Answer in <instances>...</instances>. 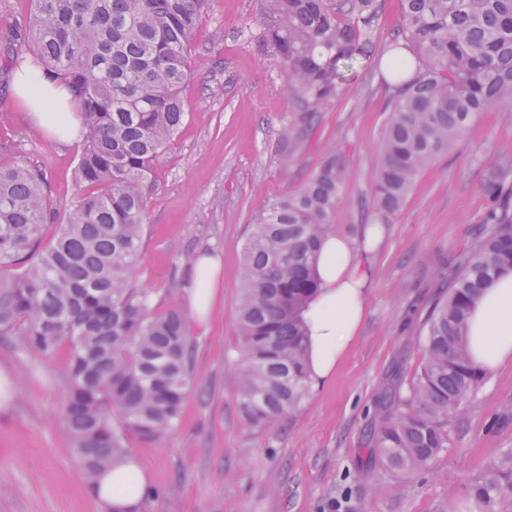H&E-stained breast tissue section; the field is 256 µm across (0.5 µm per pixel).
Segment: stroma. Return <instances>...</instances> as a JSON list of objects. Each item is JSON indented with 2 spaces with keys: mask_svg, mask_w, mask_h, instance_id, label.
<instances>
[{
  "mask_svg": "<svg viewBox=\"0 0 512 512\" xmlns=\"http://www.w3.org/2000/svg\"><path fill=\"white\" fill-rule=\"evenodd\" d=\"M265 0H213L190 54L187 116L152 178L138 269L158 309L181 308L193 257L223 259L208 324L191 323L193 366L179 426L127 448L151 477L141 512H471V478L512 449V367L486 374L448 423L449 446L405 478L361 476L367 435L389 373L409 386L424 320L455 258L475 238L496 156L512 154V104L479 113L417 178L402 208L379 219L374 172L389 118L386 58L358 66L313 131L284 139L295 104L280 73L251 44ZM13 54L0 40V167L27 163L46 178L59 215L78 199L80 142L58 143L16 93ZM350 167L333 230L382 223L361 325L333 376L266 428L238 409L236 310L244 245L256 217L300 187L329 150ZM66 352L44 356L0 336L12 395L0 406V512H103L86 486L62 420Z\"/></svg>",
  "mask_w": 512,
  "mask_h": 512,
  "instance_id": "obj_1",
  "label": "stroma"
}]
</instances>
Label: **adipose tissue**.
<instances>
[{
	"label": "adipose tissue",
	"mask_w": 512,
	"mask_h": 512,
	"mask_svg": "<svg viewBox=\"0 0 512 512\" xmlns=\"http://www.w3.org/2000/svg\"><path fill=\"white\" fill-rule=\"evenodd\" d=\"M16 91L43 128L64 140L79 135L81 120L67 106L70 93L49 81L37 64H28L18 75ZM377 235V225L368 224L358 238L330 234L320 244L319 288L302 313L312 382L331 376L363 319ZM220 267L219 257L212 254L194 261L185 290L192 313L210 314ZM464 344L472 362L484 372L512 365V269L500 272L472 303ZM148 488L146 472L128 456L106 468L88 493L104 512H140Z\"/></svg>",
	"instance_id": "ef3b65f1"
}]
</instances>
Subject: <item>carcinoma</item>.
<instances>
[{
    "instance_id": "cac0c4a2",
    "label": "carcinoma",
    "mask_w": 512,
    "mask_h": 512,
    "mask_svg": "<svg viewBox=\"0 0 512 512\" xmlns=\"http://www.w3.org/2000/svg\"><path fill=\"white\" fill-rule=\"evenodd\" d=\"M254 42L285 80L297 125L312 127L345 93L350 72L374 59L383 0H268ZM390 58V118L379 147L372 205L385 218L417 176L463 136L473 117L512 102V0H401ZM211 0H32L10 31L78 103L82 194L43 245L54 214L45 177L0 168V335L43 355L69 350L64 423L87 485L180 421L190 384L186 315L159 311L138 286L148 190L185 118L196 32ZM349 179L330 152L298 189L256 219L244 247L237 307L239 411L268 427L296 412L309 388L301 311L317 289L314 263ZM512 267V188L494 197L484 228L454 263L448 294L425 322V354L409 394L392 379L377 401L369 457L395 476L448 448V418L484 373L464 346L468 310ZM482 512H512V450L472 481Z\"/></svg>"
}]
</instances>
